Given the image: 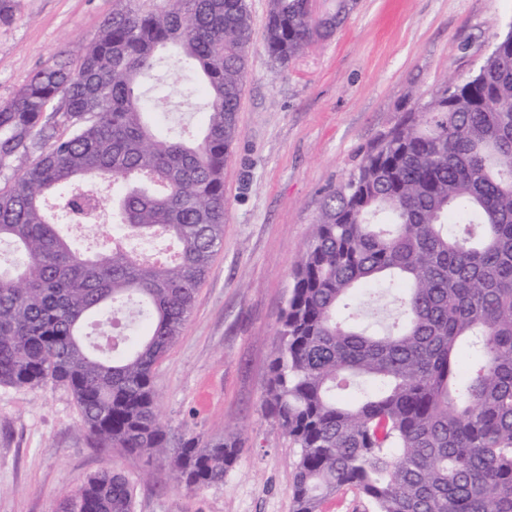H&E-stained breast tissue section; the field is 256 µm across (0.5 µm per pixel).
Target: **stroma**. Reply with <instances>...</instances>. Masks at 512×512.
Returning <instances> with one entry per match:
<instances>
[{
    "instance_id": "1",
    "label": "stroma",
    "mask_w": 512,
    "mask_h": 512,
    "mask_svg": "<svg viewBox=\"0 0 512 512\" xmlns=\"http://www.w3.org/2000/svg\"><path fill=\"white\" fill-rule=\"evenodd\" d=\"M254 40L224 165V244L192 316L155 370L164 424L178 438L232 435L242 449L222 482L189 490L172 456L103 454L72 392L0 385V512H55L112 466L134 486L133 512H294L296 445L263 410L279 316L328 189L416 97L464 78L512 0H357L344 26L289 65L264 46L267 0H248ZM0 22V100L59 51L81 56L125 0H12Z\"/></svg>"
}]
</instances>
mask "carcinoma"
<instances>
[{"instance_id":"1","label":"carcinoma","mask_w":512,"mask_h":512,"mask_svg":"<svg viewBox=\"0 0 512 512\" xmlns=\"http://www.w3.org/2000/svg\"><path fill=\"white\" fill-rule=\"evenodd\" d=\"M268 0L264 44L280 64L330 38L354 8ZM248 0L127 6L85 53H64L0 101V385L66 386L95 445L174 450L189 489L224 479L239 443L171 448L155 368L191 316L224 243V163L252 40ZM202 79L207 120L188 141L151 114L169 99L158 51ZM64 131L56 133L58 125ZM112 191L117 231L78 248L47 208L79 224ZM167 235L168 260L128 246ZM376 285L398 315L382 332L340 317ZM264 408L299 448L295 512L345 487L374 512H512V28L479 69L441 83L377 138L325 196L280 316ZM357 386L353 403L336 392ZM106 466L57 512H132Z\"/></svg>"}]
</instances>
